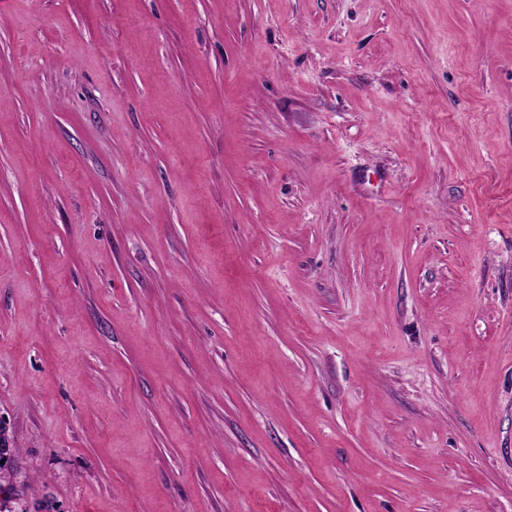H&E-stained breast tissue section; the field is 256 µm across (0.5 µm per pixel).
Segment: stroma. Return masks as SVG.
<instances>
[{"instance_id": "obj_1", "label": "stroma", "mask_w": 512, "mask_h": 512, "mask_svg": "<svg viewBox=\"0 0 512 512\" xmlns=\"http://www.w3.org/2000/svg\"><path fill=\"white\" fill-rule=\"evenodd\" d=\"M12 512H512V0H0Z\"/></svg>"}]
</instances>
